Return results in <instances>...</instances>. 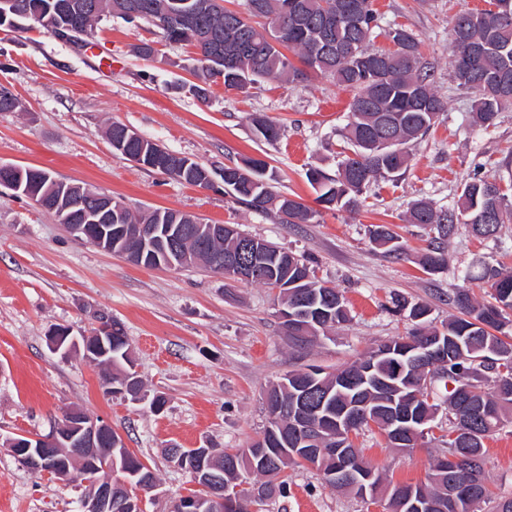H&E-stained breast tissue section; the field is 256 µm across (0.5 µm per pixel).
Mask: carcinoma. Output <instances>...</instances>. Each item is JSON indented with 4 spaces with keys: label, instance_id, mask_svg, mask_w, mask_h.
I'll list each match as a JSON object with an SVG mask.
<instances>
[{
    "label": "carcinoma",
    "instance_id": "obj_1",
    "mask_svg": "<svg viewBox=\"0 0 512 512\" xmlns=\"http://www.w3.org/2000/svg\"><path fill=\"white\" fill-rule=\"evenodd\" d=\"M17 20L38 24L53 34L55 29L88 33L107 16L129 21L140 20L159 28L174 43L192 44L201 58V83L191 86L192 94L204 101L210 84L222 78L224 88L273 81L284 85L300 83L314 74L331 79L337 86L352 92L348 122L342 137L352 155L340 163L336 174L310 168L306 177L316 193L315 201L328 210L344 209L356 213L363 206V194L378 180L396 183L405 174L411 160L410 147L429 132L439 115L446 111L444 101L432 86L433 66L424 57L416 34L403 25H385L374 8V0H246L247 14L228 9L219 0H81L88 8L78 13L67 5L71 0H16ZM486 7L462 11L455 15L451 33V78L459 89L474 90L469 115L473 126L489 129L496 125L500 113L512 106L498 98V79L503 70L512 73V15L499 10L500 0H484ZM404 42V51L390 53L371 48L379 36ZM293 53L301 65L286 55ZM254 134L266 141L280 136V127L263 117L251 119ZM394 140V150L383 147ZM122 157L145 168L158 170L191 186H209L211 171L205 165L183 157V166L168 165L171 152L143 137L130 141ZM230 175L224 178V192L248 210L274 211L286 224H312L321 211L273 190L276 174L260 159L247 158L226 165ZM81 186L63 183L43 169L25 166L18 195L53 200L76 193ZM512 218V196L501 184L474 173L461 187L456 206L438 209L424 199L414 201L405 215L409 224L430 227L427 251L420 265L428 274L441 272L448 263L446 242L458 224H467L482 237H494L501 224ZM112 225V244L116 251L140 250L139 239L124 234L128 224L172 226L171 234L205 235L201 245L191 242L185 250L172 255L174 265L196 263L210 266L218 254L226 256L237 249L229 232L216 231L218 225L199 224L197 218L170 208H154L132 214L124 208L101 220ZM371 244L400 258L405 254L398 236L386 224L369 229ZM260 253L252 259L261 263L262 275L255 283L279 289L282 307L297 309L309 326L304 337L294 342L306 348L319 336L348 321L341 293L319 281L306 261L276 244L257 239ZM471 280H480L490 288V300L480 303ZM448 305L457 315L442 327L428 324L429 310L413 305L408 312L412 322L406 334L382 343L392 354L374 358L373 349L334 373L321 371L309 375L303 370L288 372L273 385L270 393L293 412L297 406L323 404L321 417L336 416V411L352 403L357 391L340 382L344 376H359L358 367H372L362 400L368 404V418L379 428L389 423L387 394L406 396L413 401L412 414L416 433L400 446L411 451L425 438V430L434 428L439 404L434 395L443 393L448 409V432L460 426L470 430L464 440L447 435L439 441L448 445V455L461 457L456 470L448 471L443 460L431 467L426 481L392 483L378 476L374 492L384 501L386 512H405L402 499L411 493L426 496L428 512H512V498L497 495L485 472L484 441L500 427L512 422V376L499 371V361L512 360V335L505 328L512 325V273L485 267L477 275L468 274L464 284L448 292ZM107 355L99 364L112 368V385L120 384L130 366L126 355L130 344L118 327L103 337ZM448 348V363L432 370L430 379L422 377L426 366L422 355L426 346ZM404 363L405 372L397 373L396 364ZM271 446L256 441L247 448L224 450L213 461L223 487L246 469H252L253 482L260 494L271 500L285 497L288 490V467L300 462L290 456L297 439L290 423L276 433L263 431ZM337 442L327 443L329 451L320 455L317 470L321 477L333 481V488L360 494L354 476L347 473L344 459L334 451ZM126 469L149 474L148 467L128 448L109 451Z\"/></svg>",
    "mask_w": 512,
    "mask_h": 512
}]
</instances>
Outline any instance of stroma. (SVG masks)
I'll list each match as a JSON object with an SVG mask.
<instances>
[{
    "mask_svg": "<svg viewBox=\"0 0 512 512\" xmlns=\"http://www.w3.org/2000/svg\"><path fill=\"white\" fill-rule=\"evenodd\" d=\"M374 4L384 23L417 35L448 110L413 147L398 184L376 183L359 214L327 211L314 224H284L236 204L224 192L223 169L246 157L265 160L277 174L278 191L314 205L306 172L318 167L335 173L351 98L329 79L313 76L296 86L270 82L244 92L217 82L203 102L189 92L197 81L195 49L167 44L149 24L107 17L77 45L33 23L0 27V88L19 103L15 111L0 112V164L82 182L134 213L170 208L207 224L238 225L304 257L318 280L343 294L350 315L307 350H295L281 327L276 290L201 266L134 265L76 239L31 199L0 197V512H78L80 481L32 473L4 445L13 436L48 435L72 409L104 419L153 469L160 486L146 512H169L171 501L195 485L167 459L168 445L248 447L267 424L266 390L288 371L318 365L332 372L405 334L411 322L390 311L393 296L427 306L438 326L454 313L449 290L468 272L500 264L512 271V220L489 239L459 227L447 243V269L429 275L416 263L428 231L402 219L419 198L452 207L458 186L477 165L484 176L512 183V109L501 112L495 127H472L474 93L448 81L452 17L484 8V0ZM144 43L154 47L153 57L136 54ZM255 114L281 125L279 139H254ZM115 122L205 164L212 186H188L124 159L105 136ZM373 224L391 225L406 259L372 247ZM104 318L123 327L144 391L164 399L162 411L105 395L99 367L81 353L52 349L54 330L83 336ZM356 444L389 479L406 482L424 480L445 452L430 436L413 452H401L375 431L361 432ZM485 448L489 479L500 495L511 497L512 423ZM288 483L287 497L268 502L264 512H384L383 504L332 489L304 466L289 468Z\"/></svg>",
    "mask_w": 512,
    "mask_h": 512,
    "instance_id": "35a3bbf8",
    "label": "stroma"
}]
</instances>
